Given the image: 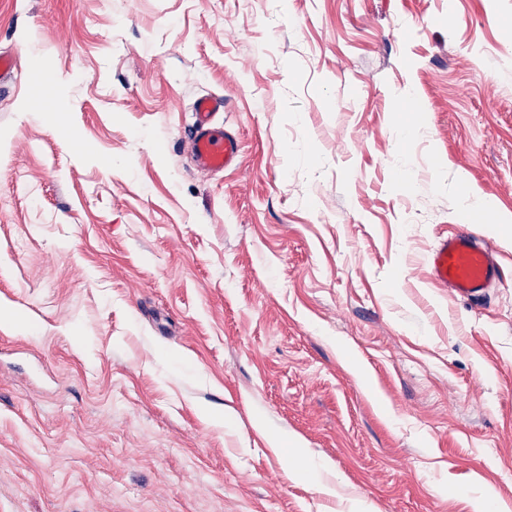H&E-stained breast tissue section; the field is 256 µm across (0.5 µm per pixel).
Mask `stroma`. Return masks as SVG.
I'll list each match as a JSON object with an SVG mask.
<instances>
[{"instance_id": "35a3bbf8", "label": "stroma", "mask_w": 512, "mask_h": 512, "mask_svg": "<svg viewBox=\"0 0 512 512\" xmlns=\"http://www.w3.org/2000/svg\"><path fill=\"white\" fill-rule=\"evenodd\" d=\"M1 55L0 512L512 507V0H0ZM217 102L209 96L199 97L194 104L195 122L189 134L193 160L201 171H220L237 167L240 145L236 136L214 126ZM426 264L435 282L473 301L483 298L487 288L500 278L492 247L482 245L469 233L440 237L428 252Z\"/></svg>"}]
</instances>
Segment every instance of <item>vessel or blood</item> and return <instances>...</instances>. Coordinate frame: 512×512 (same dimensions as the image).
<instances>
[{
    "instance_id": "vessel-or-blood-1",
    "label": "vessel or blood",
    "mask_w": 512,
    "mask_h": 512,
    "mask_svg": "<svg viewBox=\"0 0 512 512\" xmlns=\"http://www.w3.org/2000/svg\"><path fill=\"white\" fill-rule=\"evenodd\" d=\"M216 107V100L209 96L199 97L194 104L195 122L189 139L195 166L202 171L226 170L239 164L237 137L212 122ZM426 264L435 282L473 301L483 298L500 277L492 247L468 233L439 238L426 256Z\"/></svg>"
}]
</instances>
